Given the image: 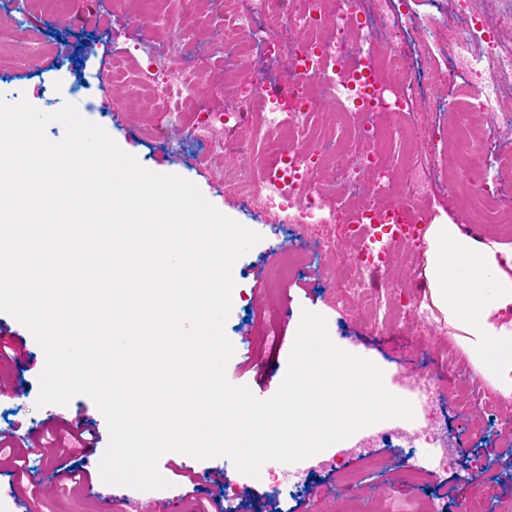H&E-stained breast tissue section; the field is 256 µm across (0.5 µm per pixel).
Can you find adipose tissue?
<instances>
[{
  "label": "adipose tissue",
  "instance_id": "ef3b65f1",
  "mask_svg": "<svg viewBox=\"0 0 512 512\" xmlns=\"http://www.w3.org/2000/svg\"><path fill=\"white\" fill-rule=\"evenodd\" d=\"M421 274L427 297L475 370L512 399V248L452 222L430 224Z\"/></svg>",
  "mask_w": 512,
  "mask_h": 512
}]
</instances>
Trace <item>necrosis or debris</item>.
Segmentation results:
<instances>
[{
    "instance_id": "1",
    "label": "necrosis or debris",
    "mask_w": 512,
    "mask_h": 512,
    "mask_svg": "<svg viewBox=\"0 0 512 512\" xmlns=\"http://www.w3.org/2000/svg\"><path fill=\"white\" fill-rule=\"evenodd\" d=\"M214 2L227 20L225 55L244 52L252 59L225 68L220 91L232 98L231 108L200 113L191 133L237 155L262 147L261 170L238 168L224 191L276 223L301 233L344 213V236L360 245L351 257L350 286L373 324L388 322L385 267L413 262L421 226L429 221V183L417 163L421 145L412 127L404 129L409 139L399 176L390 174L385 158L391 122L408 115L416 92L414 66L427 73L432 88L461 83L450 114V146L469 164L464 198L470 228L496 224L502 236H512V210L501 208L478 162L491 155L499 178L512 177V151L501 147L512 139V42L500 37L512 29V0H449L439 18L446 60L427 55L417 64L394 42L392 0H252L248 7L243 0ZM134 23L145 31L137 48L147 64L133 78L123 61H115L108 81L122 86L142 111H182L207 82L204 69L172 59L191 54L192 44L161 39V18L150 9L135 13ZM287 26L298 28L296 39H282ZM273 42L290 61L292 82L284 90L268 81L276 63ZM393 75L402 76V84L391 86ZM285 97L294 101L286 113L280 108ZM324 107L336 114L333 126L316 121ZM480 113L503 118V126L478 125ZM231 124L245 128V136L222 139Z\"/></svg>"
}]
</instances>
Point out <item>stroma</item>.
Listing matches in <instances>:
<instances>
[{"mask_svg": "<svg viewBox=\"0 0 512 512\" xmlns=\"http://www.w3.org/2000/svg\"><path fill=\"white\" fill-rule=\"evenodd\" d=\"M194 11L195 22L182 31V38L204 48L220 41L223 13L211 7L210 0H196ZM438 16L434 0H407L396 22L406 49H414L424 40L430 52H437L434 21ZM17 24L26 26V40L10 36V29ZM139 39L127 15L113 11L112 0H0V95L11 103L27 100L52 113L64 106L63 91L74 84H87L86 94L76 104L83 118L102 126L144 168L191 181L220 212L260 234V242L232 267L233 297L224 324L235 352L225 367L230 384L248 387L261 400L274 396L286 375L301 315L306 310L316 312L324 316L336 346L382 370L384 384L392 394L408 398L409 385L431 374L441 376L442 390L432 413L438 424L444 425L457 452L451 465L442 469L426 449L390 447L367 426L355 437L354 448L338 457L335 467L321 465L329 458V450L308 457V471L293 487L283 484L290 469L286 463L265 462L259 477L253 478L240 472L229 458L198 460L176 452L165 453L158 460L167 487L140 491L110 485L98 476L109 436L104 416L93 400L82 394L64 405L37 406L45 354L25 326L0 312V327L11 336L22 337L28 351L27 358L18 361L0 358V433L7 434L16 448L23 447L30 437L45 445L42 456L31 458L23 477L28 492L19 497L11 492L12 466L0 455V512H101L107 503L112 512H123L131 496L153 512H215L207 478L213 468L223 469L226 484L237 493L228 512H290L300 497L307 500L300 512H336L338 497L350 487L355 490L354 512H401L411 505L419 512H456L460 503L476 505L479 512H502L504 504H512V462L497 458L495 452L512 446V438L492 429L483 440H474L462 411L459 379L471 378L473 394L492 402L499 419L512 420V400L503 399L476 372L448 329L438 323L422 326L411 301H404L397 323L386 328L366 322L357 304L337 307V298L348 295V284L341 278L325 283L324 263L334 256L335 243L343 237V224L309 226L306 243L314 260L296 277L276 280L288 228L226 195L214 180V170H233L231 153L212 150L192 138V113L181 117L166 112L144 114L134 105L114 111L115 89L105 75L116 56L132 57L134 67L143 66V59L135 54ZM31 49L37 57L28 64L24 57ZM176 125L181 133L170 140L152 135L153 129ZM422 161L431 164L435 178L431 190L435 217L465 223L455 189L440 174L441 168L456 165L447 139L432 142ZM65 420L74 424L93 421L101 436L93 454L81 461L93 480L77 492L58 486L54 479L61 460L52 450V439ZM187 468L196 472V482L181 477V470ZM444 479L457 485L455 500L440 498L435 484Z\"/></svg>", "mask_w": 512, "mask_h": 512, "instance_id": "1", "label": "stroma"}]
</instances>
